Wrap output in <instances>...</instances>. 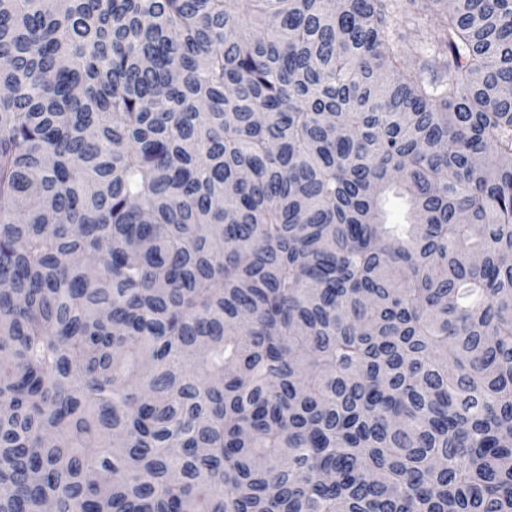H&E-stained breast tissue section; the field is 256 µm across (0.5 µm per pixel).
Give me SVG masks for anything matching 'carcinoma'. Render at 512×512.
I'll return each mask as SVG.
<instances>
[{"instance_id": "obj_1", "label": "carcinoma", "mask_w": 512, "mask_h": 512, "mask_svg": "<svg viewBox=\"0 0 512 512\" xmlns=\"http://www.w3.org/2000/svg\"><path fill=\"white\" fill-rule=\"evenodd\" d=\"M0 282V512H512V0H0Z\"/></svg>"}]
</instances>
